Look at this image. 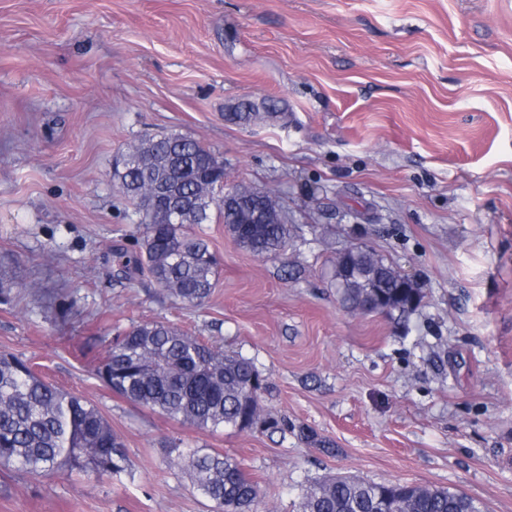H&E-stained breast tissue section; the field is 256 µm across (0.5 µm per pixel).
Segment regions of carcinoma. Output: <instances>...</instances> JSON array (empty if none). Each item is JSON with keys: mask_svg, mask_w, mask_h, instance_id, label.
I'll return each instance as SVG.
<instances>
[{"mask_svg": "<svg viewBox=\"0 0 512 512\" xmlns=\"http://www.w3.org/2000/svg\"><path fill=\"white\" fill-rule=\"evenodd\" d=\"M275 106L262 100L229 120L255 123L276 117ZM114 178L125 195L139 198L157 184L168 185V205L183 212L178 224H154L140 215L142 253L118 264L115 277L129 280L147 267L156 283L180 302L198 306L212 294L218 262L208 244L185 232L208 224L212 211L224 220L225 231L237 244L258 255L271 256L289 243L295 225L279 199L266 193L269 213L265 224H245L256 187L235 183L239 209L224 211V201L202 181L207 168L224 166V159L196 139L162 134L131 144L121 155ZM392 264L369 246L345 261L336 253L333 281L342 305L349 309L367 300L368 275L386 270L381 291L394 296L389 317L409 314L407 300L398 296V281L389 274ZM97 378L124 399L196 427L244 430L247 415L253 425L277 429L275 419H261L255 405L265 389L253 362L224 353L196 336H188L163 322L133 325L112 344L95 369ZM173 463L188 472L194 489L214 504V512H251L258 497L240 465L216 451L181 454ZM0 464L29 473L62 467L97 479L130 472L121 438L100 411L87 401L45 381L29 361L0 352ZM302 512H486L483 503L463 492L411 483L366 482L353 477L325 478L310 485Z\"/></svg>", "mask_w": 512, "mask_h": 512, "instance_id": "obj_1", "label": "carcinoma"}]
</instances>
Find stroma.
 Instances as JSON below:
<instances>
[{"label":"stroma","instance_id":"1","mask_svg":"<svg viewBox=\"0 0 512 512\" xmlns=\"http://www.w3.org/2000/svg\"><path fill=\"white\" fill-rule=\"evenodd\" d=\"M266 97L287 120H225ZM161 132L303 227L261 257L198 225L220 259L198 307L113 276L142 237L114 165ZM357 243L414 276V312L340 305L332 260ZM23 284L0 352L95 405L131 471L0 465V512H212L171 464L192 449L240 463L256 512L341 474L512 512V0H0V289ZM152 321L250 359L282 428L210 432L113 394L92 362Z\"/></svg>","mask_w":512,"mask_h":512}]
</instances>
